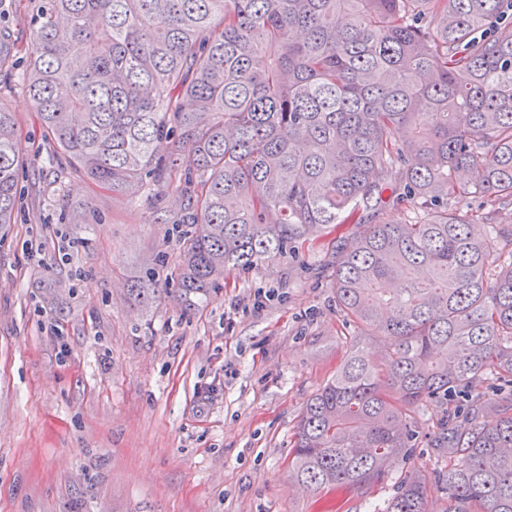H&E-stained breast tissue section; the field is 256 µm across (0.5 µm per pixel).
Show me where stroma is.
<instances>
[{
    "mask_svg": "<svg viewBox=\"0 0 512 512\" xmlns=\"http://www.w3.org/2000/svg\"><path fill=\"white\" fill-rule=\"evenodd\" d=\"M41 4L0 0L18 44L0 104L22 158L0 227V512H372L392 482L337 497L288 475L300 414L357 335L335 272L359 225L229 273L192 311L132 301L146 275L175 286L180 187L159 218L55 152L19 81ZM441 415H416L412 469H447L427 438Z\"/></svg>",
    "mask_w": 512,
    "mask_h": 512,
    "instance_id": "1",
    "label": "stroma"
}]
</instances>
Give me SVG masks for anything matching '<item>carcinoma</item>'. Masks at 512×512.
<instances>
[{"instance_id":"obj_1","label":"carcinoma","mask_w":512,"mask_h":512,"mask_svg":"<svg viewBox=\"0 0 512 512\" xmlns=\"http://www.w3.org/2000/svg\"><path fill=\"white\" fill-rule=\"evenodd\" d=\"M512 0H44L24 88L88 179L184 208L178 298L392 202L336 259L356 343L297 423L291 476L312 491L382 483L411 457L413 414L448 405L435 478L401 472L382 512H512ZM17 53L0 28V72ZM14 113L0 105V227L14 222ZM477 198L470 212L456 200ZM490 231L477 235L472 222ZM154 278L130 288L158 297ZM498 414L477 426L479 413ZM404 205H389L369 215L370 224H400L409 219Z\"/></svg>"}]
</instances>
